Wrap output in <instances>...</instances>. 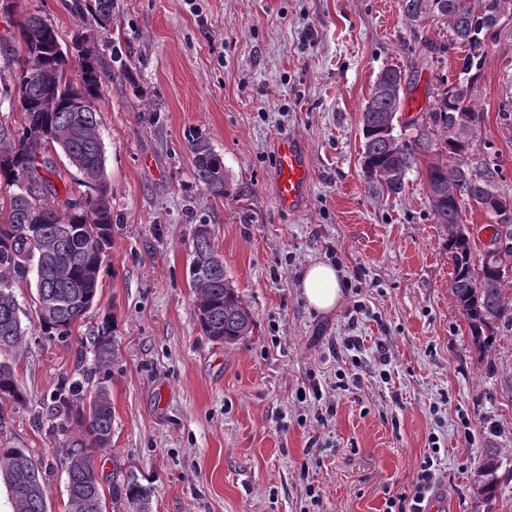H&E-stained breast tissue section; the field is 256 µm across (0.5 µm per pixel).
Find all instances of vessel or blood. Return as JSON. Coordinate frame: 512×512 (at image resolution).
<instances>
[{
	"label": "vessel or blood",
	"mask_w": 512,
	"mask_h": 512,
	"mask_svg": "<svg viewBox=\"0 0 512 512\" xmlns=\"http://www.w3.org/2000/svg\"><path fill=\"white\" fill-rule=\"evenodd\" d=\"M273 153V195L281 207L300 211L308 199L311 179L305 149L300 141L283 135L274 141Z\"/></svg>",
	"instance_id": "b4317fda"
}]
</instances>
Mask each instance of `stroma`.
<instances>
[{
	"label": "stroma",
	"mask_w": 512,
	"mask_h": 512,
	"mask_svg": "<svg viewBox=\"0 0 512 512\" xmlns=\"http://www.w3.org/2000/svg\"><path fill=\"white\" fill-rule=\"evenodd\" d=\"M64 44L79 22L64 0H17ZM96 41L132 54L97 104L112 203L100 301L66 340L43 335L35 288H14L27 332L13 363L25 403L0 401V446L43 463L50 512L67 501V439L53 433L63 382L106 386L112 445L95 452L104 492L134 473L151 512H384L432 461L444 512H482L470 491L481 448H512V330L483 360L451 295L444 233L424 170L387 196L361 168L360 115L378 74L400 68L401 125L423 123L459 67L446 19L409 20L402 0H114ZM469 97L472 141L512 196V18L487 40ZM300 139L311 167L306 206L282 210L272 142ZM224 159L229 194L194 179L189 142ZM254 315L251 336H203L188 279L197 225ZM336 266L345 296L311 311L310 263ZM113 318L116 354L98 366L92 338Z\"/></svg>",
	"instance_id": "obj_1"
}]
</instances>
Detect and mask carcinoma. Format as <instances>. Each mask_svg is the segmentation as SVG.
<instances>
[{
	"label": "carcinoma",
	"mask_w": 512,
	"mask_h": 512,
	"mask_svg": "<svg viewBox=\"0 0 512 512\" xmlns=\"http://www.w3.org/2000/svg\"><path fill=\"white\" fill-rule=\"evenodd\" d=\"M502 0H403L411 20L426 11L453 15L459 28V43L465 56L454 81L441 91L428 110L423 125L410 138L392 128L397 150H390L381 136L388 116L399 112L401 102L370 96L363 109L362 166H368L384 180L381 187L399 194L407 174L418 168L424 154L454 159L428 162L425 179L428 200L438 224L446 234L445 249L452 264L450 294L465 318L471 342L483 356H492L504 329H512V198L500 193V208L488 211L495 219L492 238L500 241L494 251L474 258V247L461 214L465 203L487 207L483 188L495 186L486 163L472 160L476 154L471 130L479 119L468 94L457 87L472 85L486 59V35L492 31L488 19L501 11ZM113 0H69L67 10L81 23L112 13ZM22 54L16 56L17 92L23 97L20 121L0 123V180L12 188L7 204H0V351H16L26 331L18 314L13 288L30 273L36 275L37 316L42 333L64 339L88 310L98 304L99 278L106 254L89 238L98 235L106 249L112 248V204L105 183L104 145L100 136L95 104L102 100L112 82V63L119 59L115 43L102 44L92 60H72L59 41L55 27L43 25L31 15L20 24ZM41 70L48 80L34 79ZM85 98L90 108L70 111V102ZM457 126L455 141H438L434 133ZM42 131L52 142L40 141ZM58 148L91 189L84 206L71 207L75 193L68 185L69 171L56 162L37 161V155ZM195 154V179L212 195H228L223 157L207 143H191ZM59 179L65 197L54 179ZM194 309L202 333L213 342L232 344L252 334L255 320L243 296L233 288L224 261L212 245V235H195L189 266ZM99 365L115 356L112 316H104L93 341ZM80 395L76 383L62 386L56 402L63 415L54 425L61 435L70 436L67 453L66 512H103L104 491L95 474L92 452L112 443V402L100 387L89 409H73ZM22 403L12 364L0 362V400ZM41 462L26 448L0 447V481L11 494L13 512H47L41 481ZM512 483V455L504 448H485L478 457L472 478V492L484 512L496 506ZM112 498L124 501L127 512H149L151 489L133 473L112 486Z\"/></svg>",
	"instance_id": "cac0c4a2"
}]
</instances>
